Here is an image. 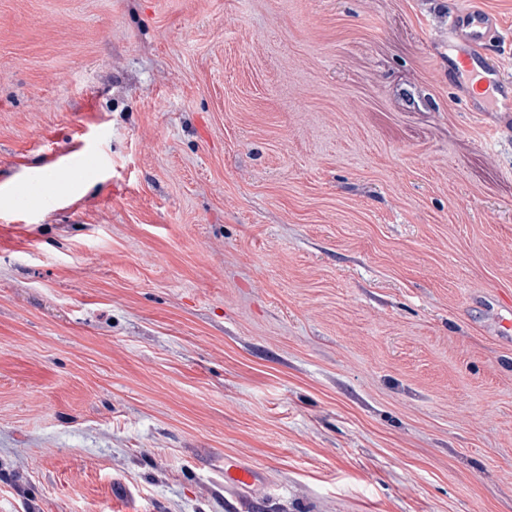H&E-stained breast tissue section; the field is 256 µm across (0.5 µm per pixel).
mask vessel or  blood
<instances>
[{"label":"vessel or blood","instance_id":"vessel-or-blood-1","mask_svg":"<svg viewBox=\"0 0 512 512\" xmlns=\"http://www.w3.org/2000/svg\"><path fill=\"white\" fill-rule=\"evenodd\" d=\"M499 38L497 20L486 10L463 6L448 21V43L457 48L456 65L468 73L479 96L478 112H512V87L492 55ZM259 479V472L246 466L234 464L224 471V483L231 487L251 486Z\"/></svg>","mask_w":512,"mask_h":512}]
</instances>
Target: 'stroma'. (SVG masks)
Segmentation results:
<instances>
[{
  "label": "stroma",
  "instance_id": "1",
  "mask_svg": "<svg viewBox=\"0 0 512 512\" xmlns=\"http://www.w3.org/2000/svg\"><path fill=\"white\" fill-rule=\"evenodd\" d=\"M463 2L0 0V512H512ZM260 472L237 464L224 469V483L231 487L251 486L260 480Z\"/></svg>",
  "mask_w": 512,
  "mask_h": 512
}]
</instances>
